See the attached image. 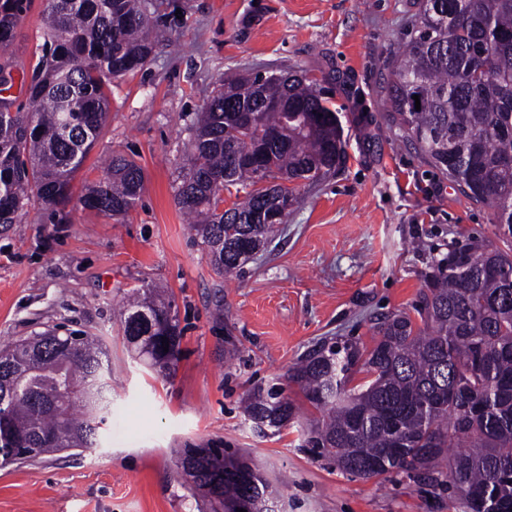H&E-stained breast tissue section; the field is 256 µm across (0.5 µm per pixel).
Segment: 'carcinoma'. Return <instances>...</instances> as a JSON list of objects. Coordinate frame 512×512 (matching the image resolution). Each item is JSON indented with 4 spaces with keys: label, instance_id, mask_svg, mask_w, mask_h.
Here are the masks:
<instances>
[{
    "label": "carcinoma",
    "instance_id": "carcinoma-1",
    "mask_svg": "<svg viewBox=\"0 0 512 512\" xmlns=\"http://www.w3.org/2000/svg\"><path fill=\"white\" fill-rule=\"evenodd\" d=\"M31 0H0V46L8 45ZM44 42L26 101L0 87V226L31 204L57 214L73 198L72 181L105 125L112 80L143 66L157 34L141 0H49ZM259 73L227 75L201 112L190 168L176 190L178 206L221 273H237L264 251L273 224L261 216L298 202V179L334 172L345 155L335 104L304 75L258 84ZM390 117L426 161L462 195L491 210L512 239V0H418L413 29L387 81ZM419 96L415 109L413 96ZM276 98L281 110L263 109ZM255 111L256 123L242 121ZM256 159L244 162L247 145ZM144 170L114 156L79 203L105 215L126 214L140 198ZM244 192L228 209L224 191ZM417 313L384 317L371 348L322 343L290 378L322 414L305 438L312 455L370 479L386 473L429 477L453 488L461 512H512V249L481 238L432 257ZM155 288L136 292L123 322L138 355L165 375L179 357L161 355L139 312L171 311ZM48 332L0 348L12 360L16 386L0 397V461L32 459L66 448L90 449L104 424L106 381L102 339L75 334L72 345L45 344L34 360L26 345ZM365 382L352 385L355 375ZM84 398L56 415L44 408L62 386ZM244 415L278 430L299 414L275 385L244 399ZM201 465L220 478L228 501L249 493L263 512L269 484L257 470L236 473L233 453L196 448Z\"/></svg>",
    "mask_w": 512,
    "mask_h": 512
}]
</instances>
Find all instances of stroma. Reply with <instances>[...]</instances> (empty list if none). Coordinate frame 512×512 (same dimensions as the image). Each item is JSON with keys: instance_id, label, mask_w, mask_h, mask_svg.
Here are the masks:
<instances>
[{"instance_id": "35a3bbf8", "label": "stroma", "mask_w": 512, "mask_h": 512, "mask_svg": "<svg viewBox=\"0 0 512 512\" xmlns=\"http://www.w3.org/2000/svg\"><path fill=\"white\" fill-rule=\"evenodd\" d=\"M164 40L147 64L113 80L110 112L73 181L74 194L113 155L145 181L136 206L106 216L35 204L0 229V343L49 329L101 336L111 404L96 448L0 466V512H210L178 470L185 448L242 454L276 492L278 512H457L447 486L403 474L363 479L313 457L302 430L319 413L287 373L317 343L372 346L385 315L414 313L431 256L479 235L502 245L490 210L432 168L389 121L387 62L417 0H144ZM47 0H32L0 49L24 101L43 42ZM297 72L331 88L344 129L342 166L297 182L267 252L224 276L175 200L189 140L230 70ZM167 289L180 358L161 376L124 339L125 298ZM234 343V359L224 348ZM282 384L300 408L279 431L245 422L256 386Z\"/></svg>"}]
</instances>
